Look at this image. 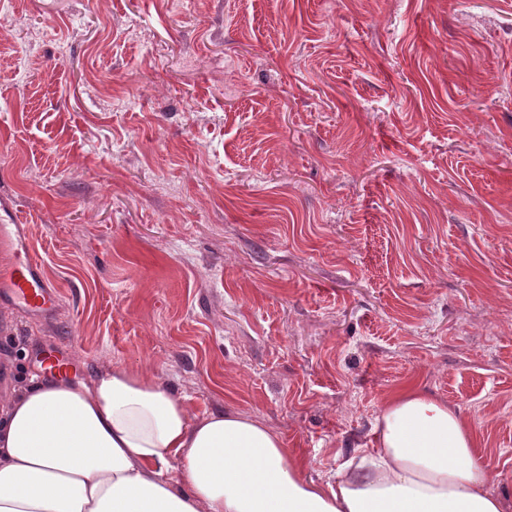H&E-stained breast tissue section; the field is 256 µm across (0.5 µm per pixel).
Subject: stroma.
Returning <instances> with one entry per match:
<instances>
[{
	"instance_id": "1",
	"label": "stroma",
	"mask_w": 512,
	"mask_h": 512,
	"mask_svg": "<svg viewBox=\"0 0 512 512\" xmlns=\"http://www.w3.org/2000/svg\"><path fill=\"white\" fill-rule=\"evenodd\" d=\"M0 208L41 348L253 417L309 478L392 394L448 404L512 502V0H6ZM11 221L12 224L0 221V245L14 253L11 266L0 271V300L8 299L28 318L48 315L56 309L55 288L26 239L16 234L18 224H13L12 218Z\"/></svg>"
}]
</instances>
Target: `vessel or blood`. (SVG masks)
I'll return each mask as SVG.
<instances>
[{"mask_svg":"<svg viewBox=\"0 0 512 512\" xmlns=\"http://www.w3.org/2000/svg\"><path fill=\"white\" fill-rule=\"evenodd\" d=\"M0 247L14 253L11 266L0 270V300L11 301L29 318L55 311L56 291L46 277L41 261L12 225L0 224Z\"/></svg>","mask_w":512,"mask_h":512,"instance_id":"b4317fda","label":"vessel or blood"}]
</instances>
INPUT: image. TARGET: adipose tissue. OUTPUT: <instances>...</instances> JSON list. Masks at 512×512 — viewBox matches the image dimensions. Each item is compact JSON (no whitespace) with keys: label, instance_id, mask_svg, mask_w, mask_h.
Masks as SVG:
<instances>
[{"label":"adipose tissue","instance_id":"adipose-tissue-1","mask_svg":"<svg viewBox=\"0 0 512 512\" xmlns=\"http://www.w3.org/2000/svg\"><path fill=\"white\" fill-rule=\"evenodd\" d=\"M253 418L192 421L156 376L108 365L29 380L0 402V512H506L458 414L397 391L374 447L335 481Z\"/></svg>","mask_w":512,"mask_h":512}]
</instances>
